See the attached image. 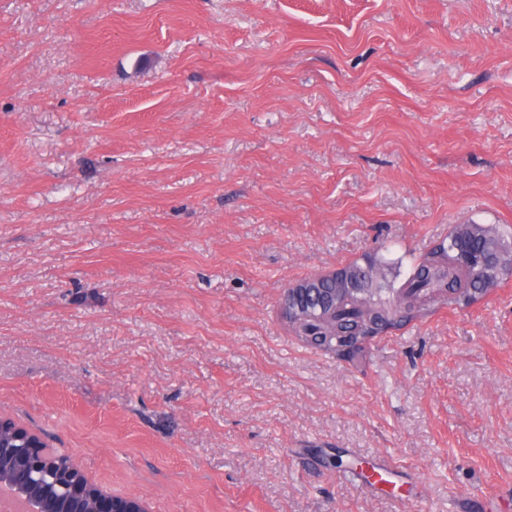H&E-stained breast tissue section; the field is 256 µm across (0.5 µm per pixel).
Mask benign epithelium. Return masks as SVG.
<instances>
[{
    "mask_svg": "<svg viewBox=\"0 0 512 512\" xmlns=\"http://www.w3.org/2000/svg\"><path fill=\"white\" fill-rule=\"evenodd\" d=\"M318 290L299 281L285 289L280 302L282 320L290 327L307 318L302 300ZM0 469H11L12 480L0 483L22 498L26 512H149L145 502L117 496L92 480L62 448H52L39 435L0 417Z\"/></svg>",
    "mask_w": 512,
    "mask_h": 512,
    "instance_id": "benign-epithelium-1",
    "label": "benign epithelium"
}]
</instances>
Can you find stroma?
Segmentation results:
<instances>
[{
    "label": "stroma",
    "mask_w": 512,
    "mask_h": 512,
    "mask_svg": "<svg viewBox=\"0 0 512 512\" xmlns=\"http://www.w3.org/2000/svg\"><path fill=\"white\" fill-rule=\"evenodd\" d=\"M467 222L512 237V0H0V416L113 494L512 512V274L356 364L279 313ZM308 292H312L319 299L324 296L323 293L319 294L316 288H310L309 285L301 281L295 282L285 289L280 302V315L289 327L298 326L308 317L301 302V299L306 298Z\"/></svg>",
    "instance_id": "obj_1"
}]
</instances>
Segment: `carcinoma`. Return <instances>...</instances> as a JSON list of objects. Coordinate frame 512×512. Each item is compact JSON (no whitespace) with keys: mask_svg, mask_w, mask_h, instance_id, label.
Masks as SVG:
<instances>
[{"mask_svg":"<svg viewBox=\"0 0 512 512\" xmlns=\"http://www.w3.org/2000/svg\"><path fill=\"white\" fill-rule=\"evenodd\" d=\"M472 255L489 258L485 264L465 268L459 264L455 248ZM512 264V248L499 235H492L479 224H458L448 235V247L430 249L414 264L410 275L400 286L379 284L375 264L353 262L341 267L347 277L344 287L350 292L336 298L331 316L336 333H372L396 324L403 310L400 299L410 301V316L431 305L468 306L483 296L499 280V269Z\"/></svg>","mask_w":512,"mask_h":512,"instance_id":"carcinoma-1","label":"carcinoma"}]
</instances>
